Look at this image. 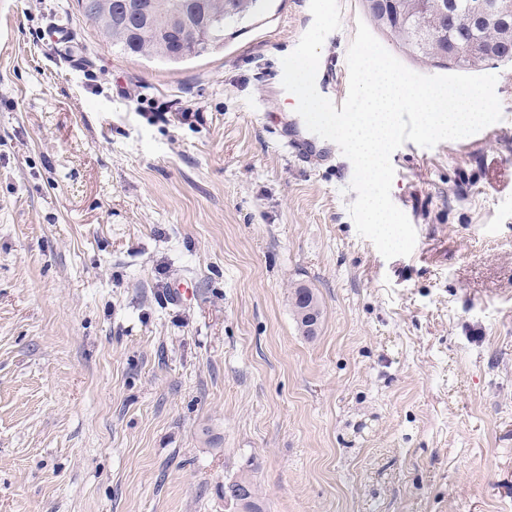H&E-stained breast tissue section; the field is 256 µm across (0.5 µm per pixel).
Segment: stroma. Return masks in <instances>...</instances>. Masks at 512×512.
<instances>
[{
  "label": "stroma",
  "mask_w": 512,
  "mask_h": 512,
  "mask_svg": "<svg viewBox=\"0 0 512 512\" xmlns=\"http://www.w3.org/2000/svg\"><path fill=\"white\" fill-rule=\"evenodd\" d=\"M339 4L333 101L370 19ZM312 22L262 0L168 67L77 0H0V512H228L243 472L267 512H512V60L481 68L501 121L392 154L416 244L387 260L350 160L299 164L273 134ZM294 315L303 331L314 335L315 326L320 316L319 301L309 288H297L293 297Z\"/></svg>",
  "instance_id": "stroma-1"
}]
</instances>
